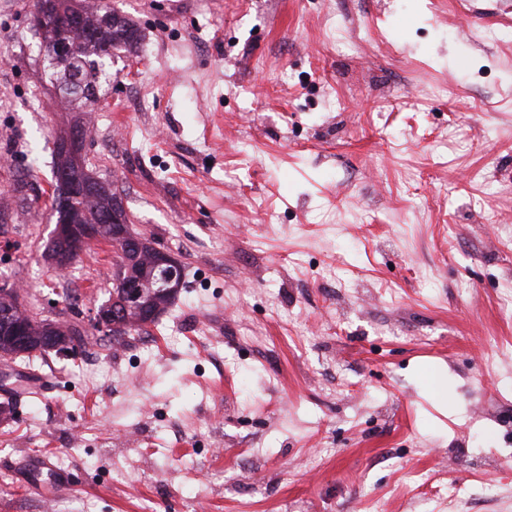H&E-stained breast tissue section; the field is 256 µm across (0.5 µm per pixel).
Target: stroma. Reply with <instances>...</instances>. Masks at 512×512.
Masks as SVG:
<instances>
[{
    "mask_svg": "<svg viewBox=\"0 0 512 512\" xmlns=\"http://www.w3.org/2000/svg\"><path fill=\"white\" fill-rule=\"evenodd\" d=\"M35 2L0 0V285L112 292L110 243L45 260L76 125L183 285L120 348L0 358V512H44L33 453L55 512H512V0H105L141 41L90 107ZM48 467V462L44 458L30 459L26 464L27 479L25 481L29 489L40 498H45L50 494L55 496L68 489L66 481L60 482L55 478L43 477V469Z\"/></svg>",
    "mask_w": 512,
    "mask_h": 512,
    "instance_id": "stroma-1",
    "label": "stroma"
}]
</instances>
